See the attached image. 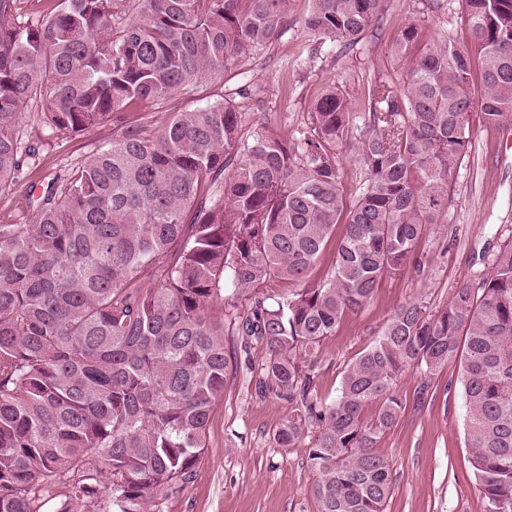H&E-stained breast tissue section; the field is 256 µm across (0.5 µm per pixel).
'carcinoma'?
I'll return each instance as SVG.
<instances>
[{
    "instance_id": "cac0c4a2",
    "label": "carcinoma",
    "mask_w": 512,
    "mask_h": 512,
    "mask_svg": "<svg viewBox=\"0 0 512 512\" xmlns=\"http://www.w3.org/2000/svg\"><path fill=\"white\" fill-rule=\"evenodd\" d=\"M308 2L305 27L348 50L382 0ZM292 4L0 0V196L50 146L19 136L25 109L55 138L112 124L106 148L29 185L24 223L0 220V512H41L59 486L56 512H147L187 483L224 398L226 304L265 348L255 389L298 412L277 444L314 432L319 512H385L376 443L403 409L396 383L453 358L484 512H512L511 228L444 307H397L333 400L314 386L315 350L381 279L425 275L418 245L452 202L472 114L512 121V0H461L470 47L405 24L406 77L371 83L362 116L332 87L286 137L267 121L245 135L224 96L154 129L130 117L224 78L281 37ZM343 147L366 173L350 202ZM328 251L331 272L311 278ZM279 280L297 288L237 304Z\"/></svg>"
}]
</instances>
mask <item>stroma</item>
Instances as JSON below:
<instances>
[{
	"label": "stroma",
	"mask_w": 512,
	"mask_h": 512,
	"mask_svg": "<svg viewBox=\"0 0 512 512\" xmlns=\"http://www.w3.org/2000/svg\"><path fill=\"white\" fill-rule=\"evenodd\" d=\"M308 7V0H295L288 26L275 43L247 51L241 70L226 73L223 82L177 93L168 110L191 111L215 102L220 93L244 89L249 93L245 132L267 121L287 134L305 125L314 101L328 87L343 90L360 112L370 78L401 82L405 67L390 47L405 24L420 25L427 39L445 34L459 43L472 42L458 0H385L378 22L347 52L339 42L305 27ZM111 137L107 125L46 147L38 165L24 169L19 185L0 198V217L23 223L30 183L74 166ZM451 182L453 203L419 245L427 276L407 272L383 278L362 310L347 315L317 349L316 391L321 397H336L345 366L373 344L399 305L444 306L455 288L474 278L478 267L473 257L490 242L491 225L512 226V126L494 129L473 121L471 147ZM225 343L229 365L224 399L212 413L208 446L192 479L168 489L150 512H318L309 439L290 448L278 447L274 440L293 418L292 406L255 392L265 356L261 344L246 347L230 334ZM460 373L459 360L452 359L432 380L414 368L399 379L396 391L404 409L376 446L389 464L393 484L386 512H483L465 449ZM425 381L430 388L419 406L414 394Z\"/></svg>",
	"instance_id": "stroma-1"
}]
</instances>
